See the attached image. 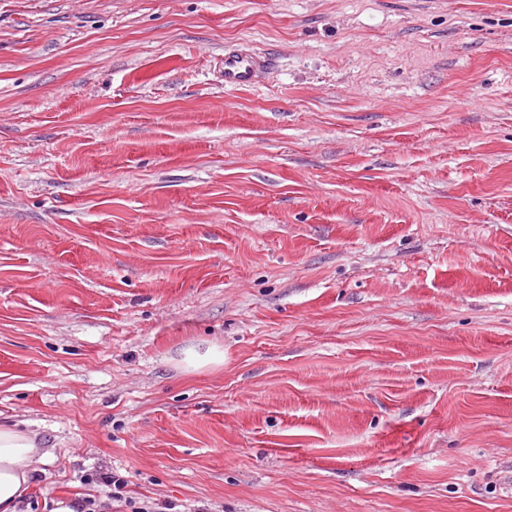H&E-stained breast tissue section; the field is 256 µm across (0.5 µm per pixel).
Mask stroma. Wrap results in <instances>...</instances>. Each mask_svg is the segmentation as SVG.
I'll use <instances>...</instances> for the list:
<instances>
[{
  "label": "stroma",
  "mask_w": 512,
  "mask_h": 512,
  "mask_svg": "<svg viewBox=\"0 0 512 512\" xmlns=\"http://www.w3.org/2000/svg\"><path fill=\"white\" fill-rule=\"evenodd\" d=\"M0 423L22 512H512V0H0ZM224 85L231 88L250 86L256 73L267 66L261 56L236 49H224ZM183 363L186 369L199 370L209 366H219L224 363V350L218 346L212 345L204 353H200L193 348L186 349L184 352ZM38 435L19 425L0 426V511L20 512L32 486L33 465L47 458ZM85 481L88 485L98 484L108 488L112 500L124 502L125 506L131 509L130 512H167L172 509L171 504L165 501L136 506V501L125 496V488L128 485L125 478L113 472L97 471L88 474Z\"/></svg>",
  "instance_id": "obj_1"
}]
</instances>
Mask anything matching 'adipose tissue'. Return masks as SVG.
Wrapping results in <instances>:
<instances>
[{"mask_svg": "<svg viewBox=\"0 0 512 512\" xmlns=\"http://www.w3.org/2000/svg\"><path fill=\"white\" fill-rule=\"evenodd\" d=\"M44 458L36 433L0 426V512H18L32 486L34 464Z\"/></svg>", "mask_w": 512, "mask_h": 512, "instance_id": "adipose-tissue-1", "label": "adipose tissue"}]
</instances>
